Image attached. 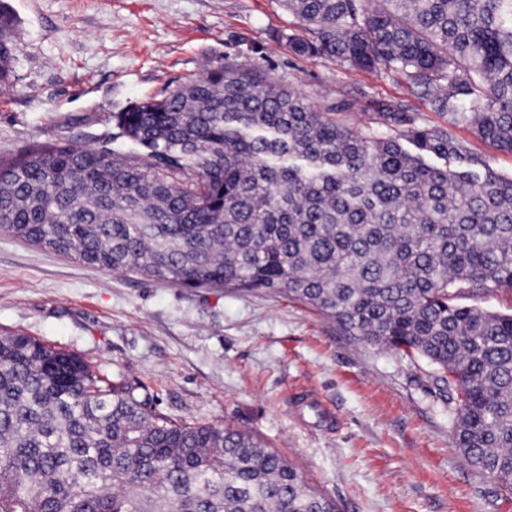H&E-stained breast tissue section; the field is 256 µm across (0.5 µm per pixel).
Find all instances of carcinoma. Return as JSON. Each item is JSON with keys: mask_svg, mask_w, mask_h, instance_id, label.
Segmentation results:
<instances>
[{"mask_svg": "<svg viewBox=\"0 0 512 512\" xmlns=\"http://www.w3.org/2000/svg\"><path fill=\"white\" fill-rule=\"evenodd\" d=\"M299 57L375 69L512 153V0H281ZM18 18L0 0V82ZM236 59L112 114L106 144L0 157V233L185 288L277 293L426 359L453 439L512 490V177L399 106L336 119ZM0 512H337L255 434L157 412L142 387L0 331ZM466 306H477L501 314L512 313V292L500 290L480 297L463 299Z\"/></svg>", "mask_w": 512, "mask_h": 512, "instance_id": "carcinoma-1", "label": "carcinoma"}]
</instances>
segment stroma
<instances>
[{"instance_id":"stroma-1","label":"stroma","mask_w":512,"mask_h":512,"mask_svg":"<svg viewBox=\"0 0 512 512\" xmlns=\"http://www.w3.org/2000/svg\"><path fill=\"white\" fill-rule=\"evenodd\" d=\"M21 20L0 89V156L33 142L98 146L112 115L238 57L352 130L402 105L512 176V153L429 111L405 84L288 49L278 0H7ZM18 331L143 385L161 413L253 431L340 512H512V492L453 444L456 411L423 359L342 332L277 294L192 289L105 271L0 233V330ZM315 390L338 418L326 430Z\"/></svg>"}]
</instances>
